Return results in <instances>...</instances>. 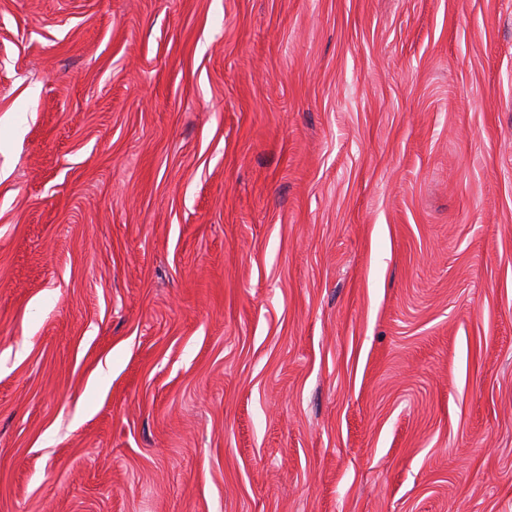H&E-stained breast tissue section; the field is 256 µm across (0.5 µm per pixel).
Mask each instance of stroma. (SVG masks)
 Returning <instances> with one entry per match:
<instances>
[{
    "mask_svg": "<svg viewBox=\"0 0 512 512\" xmlns=\"http://www.w3.org/2000/svg\"><path fill=\"white\" fill-rule=\"evenodd\" d=\"M0 512H512V0H0Z\"/></svg>",
    "mask_w": 512,
    "mask_h": 512,
    "instance_id": "obj_1",
    "label": "stroma"
}]
</instances>
